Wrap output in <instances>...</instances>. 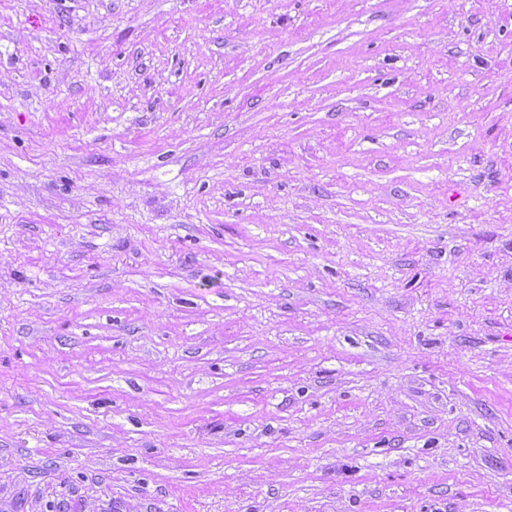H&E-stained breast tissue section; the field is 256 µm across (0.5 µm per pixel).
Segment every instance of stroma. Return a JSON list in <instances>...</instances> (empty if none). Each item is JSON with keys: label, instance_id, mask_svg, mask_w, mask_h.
Returning <instances> with one entry per match:
<instances>
[{"label": "stroma", "instance_id": "stroma-1", "mask_svg": "<svg viewBox=\"0 0 512 512\" xmlns=\"http://www.w3.org/2000/svg\"><path fill=\"white\" fill-rule=\"evenodd\" d=\"M0 512H512V0H0Z\"/></svg>", "mask_w": 512, "mask_h": 512}]
</instances>
